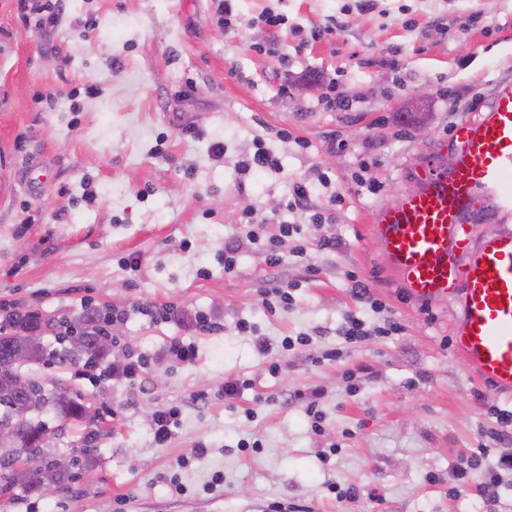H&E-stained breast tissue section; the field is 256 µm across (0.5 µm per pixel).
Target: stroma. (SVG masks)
Segmentation results:
<instances>
[{"label": "stroma", "instance_id": "35a3bbf8", "mask_svg": "<svg viewBox=\"0 0 512 512\" xmlns=\"http://www.w3.org/2000/svg\"><path fill=\"white\" fill-rule=\"evenodd\" d=\"M42 2L56 13L44 31L22 20L16 0H0V321L9 307L50 320L51 353L55 322L113 308L126 314L113 356L130 351L144 367L136 380L93 384L74 364L28 366L97 416L65 424L53 410L39 415L57 454H92L57 494L18 490L0 498V512H512V471L489 508L475 490L480 472L463 488L455 479L478 445L486 467L512 455V438H493L494 412L512 411V399L453 350L454 302L411 301L370 233L376 209L417 186L418 156H454V127L512 83V0H235L228 30L214 0ZM266 8L286 24L257 25ZM88 82L98 94H80L82 111H71L69 91ZM327 92L350 111L319 105ZM257 138L279 170L239 171ZM300 179L335 250L313 246L308 214L285 207ZM371 183L379 193L367 192ZM335 194L342 203H331ZM247 206L266 232L300 225L306 255L288 239L282 265L270 268L245 240ZM236 237L228 275L219 252ZM131 255L134 273L121 266ZM353 274L382 313L354 300ZM287 282L292 306L267 312L262 291ZM139 304L175 314L157 320ZM196 312L218 328L189 330ZM347 312L376 324L391 317L402 330L349 347L337 332ZM241 320L270 354L238 331ZM303 333L309 346L280 352L284 337ZM177 341L195 346L193 363L168 356ZM331 349L343 357L322 360ZM228 378L254 386L228 399ZM314 390L318 432L306 413ZM175 405L180 425L156 444L153 416ZM217 473L223 488L208 490ZM347 487L355 499L338 498Z\"/></svg>", "mask_w": 512, "mask_h": 512}]
</instances>
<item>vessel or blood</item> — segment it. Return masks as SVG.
<instances>
[{
  "label": "vessel or blood",
  "instance_id": "obj_1",
  "mask_svg": "<svg viewBox=\"0 0 512 512\" xmlns=\"http://www.w3.org/2000/svg\"><path fill=\"white\" fill-rule=\"evenodd\" d=\"M455 161L421 163L417 190L382 206L371 227L414 300L453 297V346L481 379L512 394V83L500 84L477 118L455 130ZM501 221L480 241L465 230L478 201Z\"/></svg>",
  "mask_w": 512,
  "mask_h": 512
}]
</instances>
